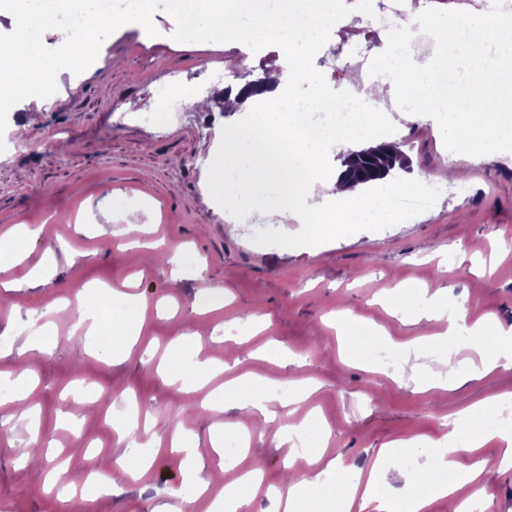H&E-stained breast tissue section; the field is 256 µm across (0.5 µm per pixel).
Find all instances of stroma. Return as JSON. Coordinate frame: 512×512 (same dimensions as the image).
Returning <instances> with one entry per match:
<instances>
[{"instance_id":"1","label":"stroma","mask_w":512,"mask_h":512,"mask_svg":"<svg viewBox=\"0 0 512 512\" xmlns=\"http://www.w3.org/2000/svg\"><path fill=\"white\" fill-rule=\"evenodd\" d=\"M481 10L484 0H415L412 58L427 62L436 54L430 14L457 5ZM392 0H374L371 12L354 11L347 0L339 10L344 30L328 29L306 68L333 94L348 76L376 79V52L383 32L378 17ZM156 35L119 27L101 44L95 61L80 75L62 71L51 101L29 97L10 110L9 122L30 124L26 142L5 136L0 153V240L17 224L36 228L27 258L7 274L15 288L0 287V334L18 333L31 310L71 300L88 283L117 290L135 284L150 301L164 299L165 310L149 309L142 334L129 357L99 360L74 318L56 323L49 352L29 361L18 348L0 351V377L30 373L29 402L39 416L37 456L68 461L81 472L83 445L104 449L102 481L80 501L45 485L32 466L18 463L12 441L27 438L13 404L0 405V512H154L173 504L181 482L179 457L169 440L182 428L196 441L203 496L188 512H207L235 478L210 447L212 428L224 423L251 424L250 412L233 402L207 410L204 394L174 384L158 366L168 348L197 322L198 356L212 361L217 374L210 389L247 375L288 383L307 381L310 398L281 408L285 423H297L316 411L328 429L326 458L341 466L374 474L395 495L409 486L411 469L398 459L377 465L383 445L439 437L448 417L464 408L512 393V370H494L466 379L459 388H430L370 373L366 352L346 348L341 319L382 326L390 346H404L438 331V324L393 315L387 305L396 289L411 286L447 302H466L467 320L491 315L512 325V156L495 162L451 150L434 115L391 112L387 119L413 162V175L426 176L432 206L405 215L403 223L364 222L345 236L310 244L301 241L294 219L268 224L255 208L228 214L210 190V168L221 158L224 135L241 115L225 111L217 96L267 75L279 63L263 50L244 54L238 42H178L164 11L152 18ZM367 40L365 55L353 54L354 42ZM236 59L228 74L225 59ZM79 92H72V82ZM182 89L187 98L206 97V112L185 107L164 129L147 117L157 109L162 90ZM136 211L161 252L184 247L181 276L144 250L128 248L127 211ZM51 262L48 280L28 279L32 267ZM207 288L224 292L222 308L199 319L196 296ZM266 325L252 335L251 319ZM275 342L300 355L301 365L259 350ZM97 382L95 403L75 400L77 383ZM137 402L153 426L141 438L153 445L152 469L131 479L117 467L126 453L112 431V410L119 392ZM484 463L483 512H512V466L501 463V449L489 443L476 452ZM286 450L273 434L254 438L242 466H261V485L247 512H274V495L288 483Z\"/></svg>"}]
</instances>
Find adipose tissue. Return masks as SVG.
Returning a JSON list of instances; mask_svg holds the SVG:
<instances>
[{
  "label": "adipose tissue",
  "instance_id": "obj_1",
  "mask_svg": "<svg viewBox=\"0 0 512 512\" xmlns=\"http://www.w3.org/2000/svg\"><path fill=\"white\" fill-rule=\"evenodd\" d=\"M209 14L219 27L251 39L269 38L281 26H288L297 33L299 45L298 51L288 52L269 76L264 92L244 99L243 123L224 136L223 159L213 166L209 181L213 191L223 197L225 211L237 212L243 205L255 202L260 189L276 186L282 191L283 201L265 208L264 217L276 224L283 214H292L297 223L304 225L310 239L345 234L350 225L365 219L402 223L403 217L395 207L396 197L422 190L425 178L394 179L367 197L357 190L330 189L327 178L320 176L318 170L322 158L335 148V141L305 139L295 107L286 104L288 93L314 80L300 58L302 53L318 47L323 22L320 12L307 4L295 15L280 19L254 14L247 0H211ZM461 22L460 35L467 45L454 63L474 80L466 99L451 101L435 95L431 67L414 60L407 61L403 74L391 75L395 49L393 40L387 38L377 50L385 79L347 82L346 94L361 112L356 134L369 146L393 141L381 113L374 111V104L386 97L401 100L411 95L419 99L423 111L436 113L445 137L459 153L488 161L505 153L507 141L512 138V91L507 90L500 76L512 74V22L483 12L462 16ZM78 304L79 325L86 336L95 340L98 357L115 362L123 359L141 334L146 298L98 284L80 289ZM392 307L394 311L446 325L438 333L437 342L449 356L441 360L440 371L432 374L430 386L453 389L460 384L456 353L462 336L471 339L480 356L475 372L512 369V327H504L495 319L467 324L464 308L421 296L414 288L402 289ZM163 371L172 380L201 387L211 380L214 366L197 358L195 339L188 336L174 343ZM276 392L275 383L238 379L207 393L204 404L210 408L226 401L244 404L258 417L260 428L275 429L281 443L287 444L286 462L293 476L286 492L276 495L282 512H428L431 504L441 499L447 500L449 512H464L466 503L459 500V491L468 490L473 499L482 493L479 478L484 464L473 459V452L493 441L502 450L503 463L512 462V394H504L463 409L448 432L429 444L405 441L380 448L378 458L382 461L405 455L427 458L414 474L409 493L383 498L376 494L374 481L363 482L352 474L332 480L336 463L323 459L327 431L315 414H307L297 426L279 425L277 405H299L308 399L309 391L301 382H289L286 397H277ZM112 429L130 451L129 456L117 461L122 471L133 467L145 471L154 465V454L138 441L140 424L130 403L114 410ZM170 446L180 458L182 472L176 494L182 501L197 502L206 491L205 483L198 478L199 448L179 428L173 431ZM466 453L472 461L463 469L458 459ZM318 461L323 462V469L314 476H304L305 466Z\"/></svg>",
  "mask_w": 512,
  "mask_h": 512
}]
</instances>
